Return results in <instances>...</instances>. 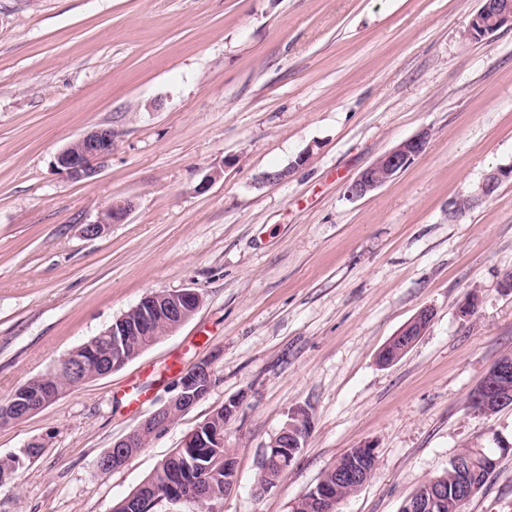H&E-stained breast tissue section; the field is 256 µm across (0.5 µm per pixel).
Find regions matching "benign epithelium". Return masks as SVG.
<instances>
[{"instance_id": "benign-epithelium-1", "label": "benign epithelium", "mask_w": 512, "mask_h": 512, "mask_svg": "<svg viewBox=\"0 0 512 512\" xmlns=\"http://www.w3.org/2000/svg\"><path fill=\"white\" fill-rule=\"evenodd\" d=\"M508 23L512 25V0H480V7L468 20L465 35L473 41L483 40ZM113 136L114 132L110 128H97L85 133L58 152L55 167L73 180L94 176L99 171L100 161L112 152ZM427 138L428 133L422 132L381 155L350 184L348 196L352 199L363 198L404 171L415 157L423 152ZM509 178H512V167L497 168L487 173L477 190L469 196L471 205L476 206L488 200L499 185ZM133 208L134 204L129 199L109 202L98 220L84 227V234L90 238L100 236L106 225L124 222ZM202 302L201 294L194 289L171 292L161 299L156 293L145 295L136 306L116 318L93 342L84 345V357L69 362V371L75 377L81 375L85 359L89 358L98 362L102 376L111 374V368L121 364L126 336L147 327V322L160 315L165 317L166 333H172L195 314ZM212 380V364L207 359L197 362L180 374L173 383L176 394L128 434L114 442L110 449L112 460L98 459L97 468L104 472L109 466L114 469L123 466L126 463V449L142 448L150 439L168 430L181 413L199 401L198 391L203 383ZM511 380L512 360L504 357L473 391L472 403L475 411L488 414L496 409L511 406ZM52 401L53 398L43 393L26 392L13 410L22 411L28 417ZM310 428L309 413L303 408L292 410L283 428L272 437L262 453L260 471L267 472L272 467L280 471L285 470L302 448ZM224 445L225 431L221 428L215 430L210 427H198L183 441L185 448H222ZM362 450L360 459H353L343 465L338 472L336 484L318 485L309 492L308 501L314 512H337V506L344 501V497L340 495L341 485L354 483L359 489L369 480L368 464L376 463L375 446L368 442L362 445ZM441 502V490L431 487L422 495L413 494L406 498L399 512H432Z\"/></svg>"}]
</instances>
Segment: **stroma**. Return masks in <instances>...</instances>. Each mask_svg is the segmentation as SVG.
Returning a JSON list of instances; mask_svg holds the SVG:
<instances>
[{
	"label": "stroma",
	"mask_w": 512,
	"mask_h": 512,
	"mask_svg": "<svg viewBox=\"0 0 512 512\" xmlns=\"http://www.w3.org/2000/svg\"><path fill=\"white\" fill-rule=\"evenodd\" d=\"M478 0H0V400L154 292L197 290L175 333L38 413L0 425V456L46 447L0 512H107L215 409L236 484L212 512H290L347 449L374 476L339 512H398L466 446L512 442V407L469 394L512 355V28L464 31ZM115 133L98 173L56 154ZM422 154L364 198L349 185L418 133ZM304 164H297V157ZM284 182L258 186L267 171ZM124 223L95 222L109 201ZM477 298L472 315L462 305ZM396 363L380 348L422 308ZM212 358L216 383L124 466L97 459ZM310 433L276 487L258 462L292 409ZM463 512H512V453ZM509 178H512V167L497 168L487 173L478 185L477 190L469 196L471 205L475 207L476 205L488 200L492 197L499 185ZM133 208L134 204L129 199L112 200L104 207L96 222L87 224L84 227V234L90 238L100 236L104 232L107 224L123 223Z\"/></svg>",
	"instance_id": "1"
}]
</instances>
